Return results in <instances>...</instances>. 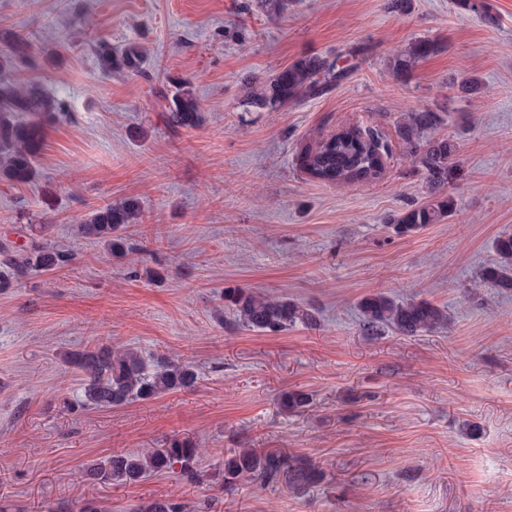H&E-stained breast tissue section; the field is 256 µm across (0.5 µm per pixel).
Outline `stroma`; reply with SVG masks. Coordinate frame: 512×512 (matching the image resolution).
I'll return each mask as SVG.
<instances>
[{"label": "stroma", "mask_w": 512, "mask_h": 512, "mask_svg": "<svg viewBox=\"0 0 512 512\" xmlns=\"http://www.w3.org/2000/svg\"><path fill=\"white\" fill-rule=\"evenodd\" d=\"M0 0V28L23 36L37 66L10 80L39 84L69 115L47 129L37 182L0 181V243L25 244L50 222L68 266L0 288V507L124 512L176 497L197 512H512V292L478 285L512 231V0L493 21L455 0ZM438 44L409 68L388 59L416 39ZM140 43L145 72L103 75L95 40ZM306 56L346 77L320 97L246 111L245 82H265ZM482 88L467 94L462 79ZM192 80L200 127L169 133L161 91ZM430 108L453 140L451 214L397 235L391 215L431 197L398 128ZM377 131L384 173L336 185L299 166L308 146L346 126ZM138 200L125 256L81 238L94 209ZM227 288L315 307V326L279 333L227 328ZM385 293L428 300L449 316L418 335L362 336L358 302ZM192 362L190 391L106 410L80 399L67 355L98 345ZM309 406L289 412L282 392ZM189 436L203 468L236 448L280 450L314 464L304 492L286 483L133 484L85 479L109 455Z\"/></svg>", "instance_id": "obj_1"}]
</instances>
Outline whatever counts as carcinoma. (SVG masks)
<instances>
[{
	"label": "carcinoma",
	"mask_w": 512,
	"mask_h": 512,
	"mask_svg": "<svg viewBox=\"0 0 512 512\" xmlns=\"http://www.w3.org/2000/svg\"><path fill=\"white\" fill-rule=\"evenodd\" d=\"M434 44L425 39L414 41L408 51L392 60L393 69L410 66L417 59L434 52ZM101 71L105 74L142 71L145 53L137 43L120 47L100 41L94 45ZM35 64L31 45L9 28H0V72L11 70L17 62ZM337 61L320 56H306L279 71L272 79L250 90L247 106L273 111L303 98H316L336 85L343 76ZM165 102L166 128L177 133L195 129L202 122L199 100L187 79L172 83L161 93ZM66 116L63 102L49 96L36 83L19 84L0 79V181L15 186L29 185L38 177L36 159L49 125ZM442 123L440 113L418 109L400 126V138L415 166L427 179L433 200L410 206L394 219L400 233L417 232L449 216L451 201L448 182L456 173L455 143L435 136ZM385 152L379 136L357 126H350L304 150L301 166L311 177L329 184L370 181L382 175ZM143 221L141 204L135 199L109 203L91 212L77 225L78 234L96 240L112 251H131L123 241L122 231L129 224ZM42 234L20 248L0 243V267L4 281L19 280L33 271H51L67 265L72 255L58 249L48 239L50 225L41 224ZM497 260L477 273L480 282L493 288L512 291V233L504 232L495 241ZM224 309L232 316L231 327L260 332H281L298 324H317L318 312L294 299L268 296L249 288L224 289ZM363 335L377 338L387 331L414 336L448 323V312L426 300L392 298L378 293L367 295L358 303ZM81 373L83 399L79 406L111 409L132 400H149L172 390L196 386L198 375L189 361L158 356L148 362L136 348L96 346L68 358ZM308 394L293 390L281 393L280 406L287 411L305 407ZM202 451L188 437H174L162 448H150L131 454L112 455L90 464L85 475L91 480L110 484L114 481L135 483L142 478L169 473L178 474L189 483H199L203 470ZM321 472L315 465L279 451L240 448L224 458V468L213 475L212 483L233 486L240 480L269 485L285 481L296 491L318 482ZM125 512H193L189 503L166 498L132 503Z\"/></svg>",
	"instance_id": "carcinoma-1"
}]
</instances>
